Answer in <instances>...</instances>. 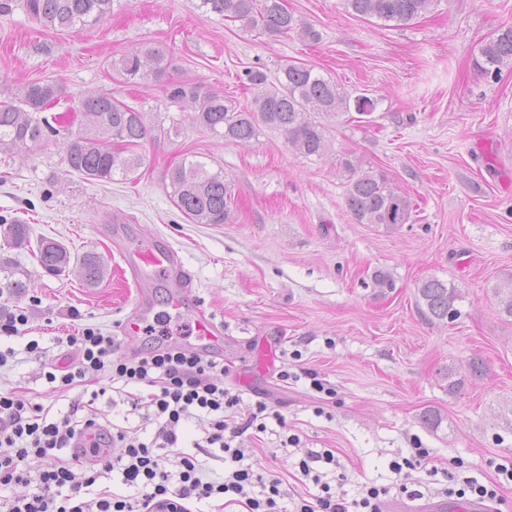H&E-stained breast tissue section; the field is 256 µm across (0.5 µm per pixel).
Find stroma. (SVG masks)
I'll list each match as a JSON object with an SVG mask.
<instances>
[{"label": "stroma", "mask_w": 512, "mask_h": 512, "mask_svg": "<svg viewBox=\"0 0 512 512\" xmlns=\"http://www.w3.org/2000/svg\"><path fill=\"white\" fill-rule=\"evenodd\" d=\"M288 8L319 41L246 29L200 10L198 0H114L101 22L65 31L20 8L0 16V94L53 83L60 94L38 120H74L42 143L0 151V218L25 220L32 242L50 237L74 256L100 253L108 266L104 281L88 286L78 267L54 276L31 246L0 241V306L30 317L25 333L0 335V349L16 352L0 367V391L25 388L58 418L83 397L79 387L52 391L44 376L61 352L58 337L91 326L115 336L122 354L153 346L147 335L121 336L119 326L140 290L129 254L163 242L193 276V306L169 311V288L156 282L155 329L194 336L201 313L223 326L224 383L239 393L241 411L264 398L286 420L268 421L260 441L267 473L284 480V508L291 495L318 491L298 481L299 457L282 447L295 435L301 447L335 451L339 474L328 482L348 498L366 485L394 486L391 462L418 446L432 465L496 485L492 512H512V481L498 473L512 463V320L498 315L491 292L512 277V69L493 81L474 66L483 40L512 26V0H439L401 26L350 15L340 0H288ZM146 44L166 52L170 80L242 104L252 97L250 72L276 76L288 59L376 108L366 122L353 111L327 118L320 157L297 154L267 129L247 144L229 142L197 128L163 82H129L111 70L113 59ZM90 93L179 131L146 142L127 179L85 180L63 157ZM189 151L230 183L228 223H193L174 204L164 175ZM347 159L416 201L410 223L388 232L355 222L344 203ZM378 271L389 287H375ZM428 276L460 291L453 320L419 312L417 285ZM32 339L39 353L28 352ZM475 358L484 375L449 391L446 370L466 376ZM310 370L330 394L312 390ZM429 410L438 426L423 422Z\"/></svg>", "instance_id": "obj_1"}]
</instances>
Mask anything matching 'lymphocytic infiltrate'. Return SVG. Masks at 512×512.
Instances as JSON below:
<instances>
[{"mask_svg":"<svg viewBox=\"0 0 512 512\" xmlns=\"http://www.w3.org/2000/svg\"><path fill=\"white\" fill-rule=\"evenodd\" d=\"M115 341L93 327L67 337L65 351L46 374L56 391L87 386L100 374L121 384L132 411L152 416L157 431L142 441L137 430L101 431L84 448V460L68 455L76 438L96 427L92 410L99 392L72 404L70 413L50 419V409L17 391L0 393V485L20 492L0 499V512H152L157 501L177 499L214 505L228 503L246 512H282V480L264 476L254 467V451L235 446L246 432L263 433L279 414L268 402L256 401L246 418L236 419L240 396L224 385L223 363L190 350L159 347L148 352L115 356ZM192 419L200 434L192 451L179 445L177 427ZM43 459L30 472L29 457ZM227 462L210 476L206 460ZM335 464L332 450H306L298 463L301 476L320 486L317 495L300 497L295 512H384L388 488L364 487L357 499L333 494L316 463Z\"/></svg>","mask_w":512,"mask_h":512,"instance_id":"obj_1","label":"lymphocytic infiltrate"}]
</instances>
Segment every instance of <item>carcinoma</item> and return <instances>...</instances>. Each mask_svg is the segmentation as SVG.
I'll use <instances>...</instances> for the list:
<instances>
[{
	"mask_svg": "<svg viewBox=\"0 0 512 512\" xmlns=\"http://www.w3.org/2000/svg\"><path fill=\"white\" fill-rule=\"evenodd\" d=\"M114 0H0V15L20 7L45 27L71 30L98 23L112 12ZM434 0H341L351 15L376 18L397 25L420 17ZM199 8L240 21L244 26L271 36L295 33L300 39L317 41L320 34L299 23L288 10L286 0H199ZM480 75L497 79L504 68H512V26L497 30L475 58ZM112 68L128 81L153 75L166 76L168 63L162 50L144 45L139 50L113 61ZM275 80L265 74L251 76L255 92L250 104L241 106L221 94L200 93L188 83H171L166 88L170 102L190 112L193 122L208 134L240 144L250 142L260 129L282 132L288 145L304 157L322 156L328 149L322 119L350 111L369 116L375 100L351 95L336 82L305 65L284 61ZM58 95L51 83H29L14 97L0 100V149L22 148L41 142L44 127L31 116L42 111ZM79 112L86 130L70 139L63 161L70 173L86 180H110L120 174H133L142 165L140 150L151 138L153 128L144 113L110 95L91 93L80 101ZM349 179L345 207L359 224H373L393 230L410 221L414 204L388 177L372 170L362 171L345 162ZM179 211L197 224H223L230 215L232 191L224 174L213 172L207 163L190 153L165 174ZM4 241L24 247L30 241L29 225L21 222L0 224ZM36 258L47 272L62 273L71 256L66 247L53 239L38 242ZM84 281L97 285L106 267L102 257L88 252L77 258ZM418 308L428 320L444 321L457 314L454 302L457 289L437 277L422 280L417 286ZM497 312L512 318V278L492 287Z\"/></svg>",
	"mask_w": 512,
	"mask_h": 512,
	"instance_id": "1",
	"label": "carcinoma"
}]
</instances>
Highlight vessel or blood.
<instances>
[{"label":"vessel or blood","instance_id":"1","mask_svg":"<svg viewBox=\"0 0 512 512\" xmlns=\"http://www.w3.org/2000/svg\"><path fill=\"white\" fill-rule=\"evenodd\" d=\"M128 267L137 281L146 278H161L173 283L174 288L168 295L169 306L177 311L186 309L188 294L193 286V278L182 264L177 252L167 245H158L138 252ZM154 304L149 294H141L138 302V315L135 319L122 323L124 336H137L149 329L154 319ZM197 342L196 352L203 355L220 356L224 353V332L211 318L198 316L195 321Z\"/></svg>","mask_w":512,"mask_h":512}]
</instances>
